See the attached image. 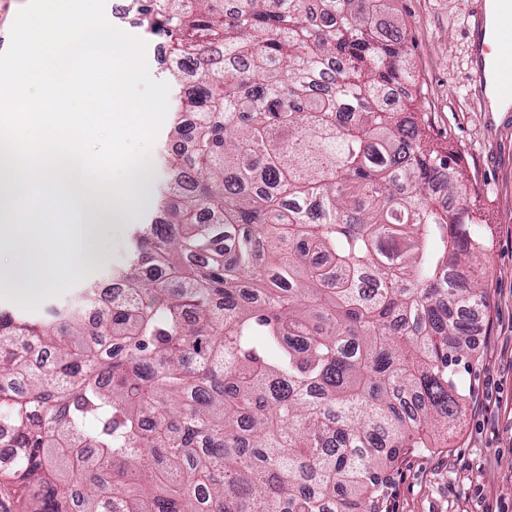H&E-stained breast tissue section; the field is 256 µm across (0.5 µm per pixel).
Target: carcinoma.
<instances>
[{
  "label": "carcinoma",
  "instance_id": "1",
  "mask_svg": "<svg viewBox=\"0 0 512 512\" xmlns=\"http://www.w3.org/2000/svg\"><path fill=\"white\" fill-rule=\"evenodd\" d=\"M393 2L130 0L196 122L121 298L0 306L21 512H380L386 462L456 420L490 211L414 106L404 20L375 25Z\"/></svg>",
  "mask_w": 512,
  "mask_h": 512
}]
</instances>
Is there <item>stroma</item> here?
Listing matches in <instances>:
<instances>
[{"label":"stroma","mask_w":512,"mask_h":512,"mask_svg":"<svg viewBox=\"0 0 512 512\" xmlns=\"http://www.w3.org/2000/svg\"><path fill=\"white\" fill-rule=\"evenodd\" d=\"M477 0H397L407 21L410 60L435 134L452 144L469 176L468 201L489 209V250L482 259L487 307L471 323L472 356L458 382L466 402L439 447L400 454L384 471L381 512H512V111L493 112L479 92L473 47ZM143 199L130 222L106 232L107 258L64 278L108 282L126 263Z\"/></svg>","instance_id":"obj_1"}]
</instances>
